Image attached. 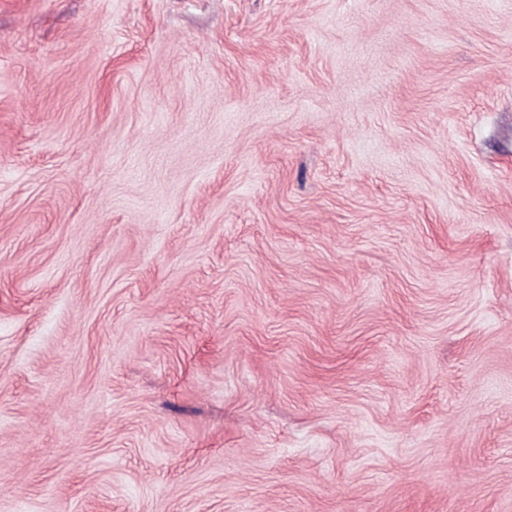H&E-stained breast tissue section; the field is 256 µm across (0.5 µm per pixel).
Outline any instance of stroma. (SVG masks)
I'll use <instances>...</instances> for the list:
<instances>
[{
  "instance_id": "stroma-1",
  "label": "stroma",
  "mask_w": 512,
  "mask_h": 512,
  "mask_svg": "<svg viewBox=\"0 0 512 512\" xmlns=\"http://www.w3.org/2000/svg\"><path fill=\"white\" fill-rule=\"evenodd\" d=\"M0 512H512V0H0Z\"/></svg>"
}]
</instances>
